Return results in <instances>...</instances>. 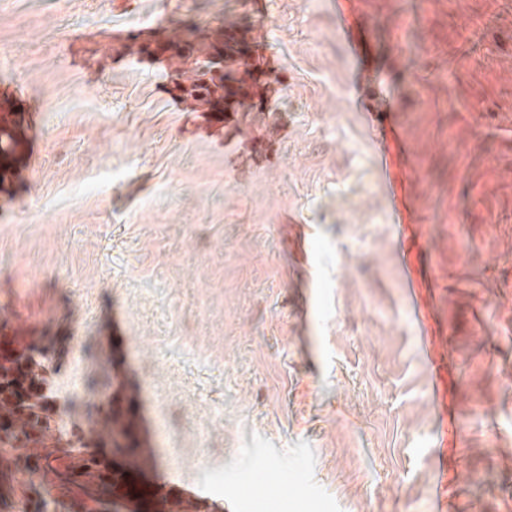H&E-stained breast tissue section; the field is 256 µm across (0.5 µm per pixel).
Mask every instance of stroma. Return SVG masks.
Listing matches in <instances>:
<instances>
[{"instance_id": "stroma-1", "label": "stroma", "mask_w": 512, "mask_h": 512, "mask_svg": "<svg viewBox=\"0 0 512 512\" xmlns=\"http://www.w3.org/2000/svg\"><path fill=\"white\" fill-rule=\"evenodd\" d=\"M251 2L0 0V102L40 126L0 310L67 337L74 425L139 395L198 512H512V0ZM230 24L257 87L208 132L192 61L129 38ZM47 499L0 476V512Z\"/></svg>"}]
</instances>
